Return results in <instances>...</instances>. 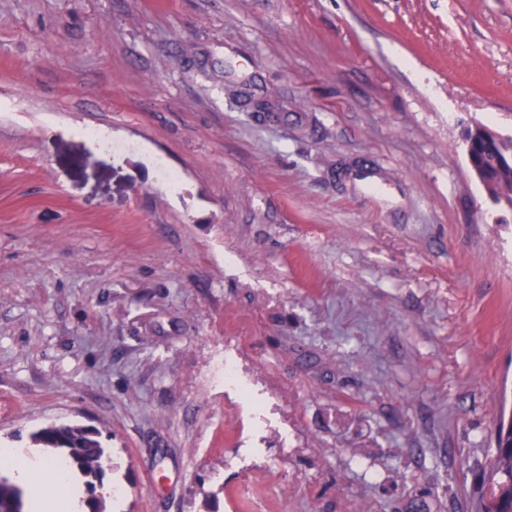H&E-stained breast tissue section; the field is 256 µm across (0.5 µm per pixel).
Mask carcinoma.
<instances>
[{"mask_svg": "<svg viewBox=\"0 0 512 512\" xmlns=\"http://www.w3.org/2000/svg\"><path fill=\"white\" fill-rule=\"evenodd\" d=\"M512 156V136H502L494 151L480 155V162L488 171L491 193L497 197L512 198V168H502L498 159ZM32 443L55 454V461L67 470L76 469L86 478L88 487L103 478L105 451L96 434L80 425L54 423L32 434ZM486 485L494 486L498 496L495 512H512V417L498 419L493 429V451L489 457ZM25 491L0 475V512H35L34 503L24 507Z\"/></svg>", "mask_w": 512, "mask_h": 512, "instance_id": "cac0c4a2", "label": "carcinoma"}]
</instances>
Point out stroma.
Segmentation results:
<instances>
[{
    "label": "stroma",
    "mask_w": 512,
    "mask_h": 512,
    "mask_svg": "<svg viewBox=\"0 0 512 512\" xmlns=\"http://www.w3.org/2000/svg\"><path fill=\"white\" fill-rule=\"evenodd\" d=\"M477 121L512 134V0H0V448L98 431L109 512H474Z\"/></svg>",
    "instance_id": "35a3bbf8"
}]
</instances>
